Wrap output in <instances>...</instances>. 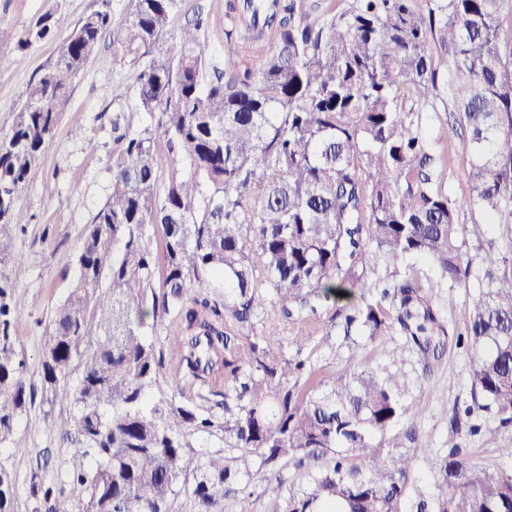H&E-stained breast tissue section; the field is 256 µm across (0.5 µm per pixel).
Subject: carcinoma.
Returning a JSON list of instances; mask_svg holds the SVG:
<instances>
[{
    "instance_id": "cac0c4a2",
    "label": "carcinoma",
    "mask_w": 512,
    "mask_h": 512,
    "mask_svg": "<svg viewBox=\"0 0 512 512\" xmlns=\"http://www.w3.org/2000/svg\"><path fill=\"white\" fill-rule=\"evenodd\" d=\"M131 2L117 23L109 0L82 18L0 131L1 260L13 229L30 223L17 202L74 83L101 36L115 33L152 123L112 120L110 194L49 321L40 369L50 404L72 408L67 465L82 512H172L181 495L190 512H227L229 493L257 477L269 512H512V474L456 444L434 459L431 486L415 482V460L431 450L406 447L411 430H397L416 414L405 372L338 376L309 351L334 348L335 336L383 345L398 333L427 373L466 346L473 404L464 414L492 410L512 424V284L494 285L495 256L483 257L488 284L453 334L433 282L411 263L430 259L454 285L472 265L459 212L512 216L503 0L231 3L224 18L239 38L227 34L221 68L203 12L171 37L182 0ZM56 34L51 12L21 34L0 26V42L15 37L24 55ZM448 66L460 125L430 137L422 107ZM460 126L471 191L452 198L442 143ZM24 302L0 274V446L33 400L13 336ZM199 433L222 448L196 451ZM291 462L301 477L288 487ZM30 495L49 512H74L37 472ZM14 499L0 463V512H14Z\"/></svg>"
}]
</instances>
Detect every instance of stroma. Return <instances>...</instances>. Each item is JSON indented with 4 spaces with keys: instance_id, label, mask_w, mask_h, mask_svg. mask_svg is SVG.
Segmentation results:
<instances>
[{
    "instance_id": "stroma-1",
    "label": "stroma",
    "mask_w": 512,
    "mask_h": 512,
    "mask_svg": "<svg viewBox=\"0 0 512 512\" xmlns=\"http://www.w3.org/2000/svg\"><path fill=\"white\" fill-rule=\"evenodd\" d=\"M227 0H183L173 24L181 26L196 7H203L209 17L206 36L215 63L224 58V19ZM98 7V0H0V24L20 33L45 12L57 19L56 39L32 48L20 56L15 42L0 43V130L8 128L27 85L55 60L59 41L65 38L80 19ZM112 34H105L100 49L76 82L70 100L61 115L55 140L45 150L39 166L31 175L27 194L20 207L32 217L30 224L14 229L9 255L0 265V273L8 275L22 270L17 291L26 298L14 321V336L24 354L27 370L25 381L37 395L15 425L9 445L0 447V461L6 462L16 482L15 512H33L35 504L29 496V475L40 453L48 461L41 476L46 484L61 491L72 504H79L81 493L67 478L66 461L74 450L64 432L71 416L69 407L49 406L38 392L40 359L45 343V330L52 308L68 294L79 276L75 258L81 250L85 228L102 208L109 194L108 166L112 156V120L124 113L136 126L149 124L148 114L130 89L133 69L112 53ZM465 231L462 250L473 259L472 275L464 283L435 289V301L447 320L485 287L486 253L500 259L495 276L498 282L512 283V223L489 221L476 211L459 216ZM402 354L399 366L413 379L409 396L419 413L413 424V447L430 449L431 455L414 464V477L421 484L431 483L432 459L447 454L449 444H457L470 458L485 464L512 470V459L503 449L512 447V425L501 424L490 412H477L472 418L453 423L455 410L472 402L470 364L467 348L452 350L428 375H421L414 354L401 336L390 337L387 347L365 342L337 352L320 348V364L336 374L365 366L384 365L388 349ZM478 432H471V425Z\"/></svg>"
}]
</instances>
